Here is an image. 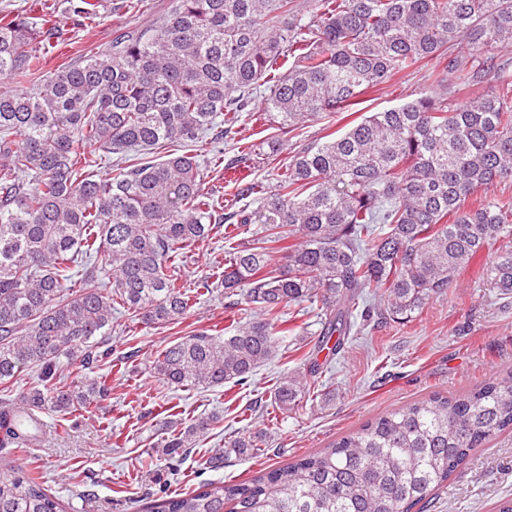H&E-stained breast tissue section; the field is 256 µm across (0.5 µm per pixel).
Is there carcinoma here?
Wrapping results in <instances>:
<instances>
[{
  "mask_svg": "<svg viewBox=\"0 0 512 512\" xmlns=\"http://www.w3.org/2000/svg\"><path fill=\"white\" fill-rule=\"evenodd\" d=\"M42 15L0 12V512H67L42 477L14 464L5 447L30 446L14 408L71 414L103 400L108 377L86 369L112 314L145 325L183 318L190 296L168 272L179 251L224 225V294L245 292L261 318L224 335L178 337L151 373L180 387L248 379L284 336L280 310L319 299L325 312L313 350L343 344L355 319L404 324L445 293L461 269L512 234V0H171L150 26L109 50L44 70L61 13L89 27L102 0H39ZM291 62L278 72L279 60ZM448 88L488 85L454 108L423 95L373 112L339 136L302 144L267 184L248 180L253 147L224 164L255 210L224 211L203 192L196 146L224 154L240 113L260 111L281 138L429 61ZM168 145L183 153L155 160ZM116 156L112 176L98 166ZM484 191L472 207L469 198ZM263 225L234 244V232ZM284 253L286 269L272 264ZM487 284L512 295V250L486 267ZM66 358L69 372L60 371ZM40 385L14 399L6 384L25 367ZM311 392L299 375L277 380L276 407L293 410ZM214 418L161 440L172 456L193 448ZM512 429V368L461 394L434 393L378 415L329 447L248 481L210 482L163 498L154 512H411L497 432ZM267 432L231 437L205 461L254 453Z\"/></svg>",
  "mask_w": 512,
  "mask_h": 512,
  "instance_id": "1",
  "label": "carcinoma"
}]
</instances>
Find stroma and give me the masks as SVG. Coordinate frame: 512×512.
I'll list each match as a JSON object with an SVG mask.
<instances>
[{"label":"stroma","instance_id":"1","mask_svg":"<svg viewBox=\"0 0 512 512\" xmlns=\"http://www.w3.org/2000/svg\"><path fill=\"white\" fill-rule=\"evenodd\" d=\"M100 23L73 27L59 19L62 39L45 60L55 69L89 48L109 49L113 41L146 18H154L169 0H146L138 10L128 0H104ZM431 67L394 77L367 90L349 111L309 124L299 143L344 132L373 112L414 101L438 91ZM277 129L262 112L244 113L224 155L240 144L258 145ZM206 192L232 201L235 208L256 209L254 197L239 195L224 179L222 160L201 147ZM495 249H487L454 278L452 296H434L411 322L382 328L358 325L330 364L331 372L311 407L267 414L270 392L284 375L304 371L303 355L319 333L321 302L286 307L283 318L302 316L304 336H291L276 355L243 384L214 388H173L153 377L150 365L157 350L179 336L206 330L217 335L237 322L252 319L255 306L245 296L225 297L219 283L224 272V231L184 250L174 273L191 290L192 306L178 323L157 326L119 319L105 343L108 360L93 371L111 373L112 390L98 406L63 415L45 412L51 428L48 441L19 452L22 466L45 476L52 492L69 501L74 512H147L162 496L197 489L219 480L241 481L259 470L282 466L299 456L328 447L357 431L379 413L408 405L432 392L457 394L503 367L512 366V296L488 288L482 270ZM215 283L214 292L197 295L199 281ZM216 416L207 439L175 457L157 452L171 431L200 417ZM266 429L269 437L249 456H229L222 469L206 468L212 449L225 437ZM512 498V432L497 433L476 449L447 484L432 493L424 512H498L502 499Z\"/></svg>","mask_w":512,"mask_h":512}]
</instances>
